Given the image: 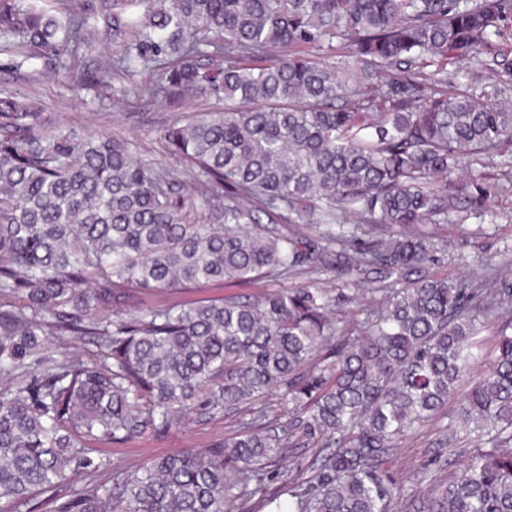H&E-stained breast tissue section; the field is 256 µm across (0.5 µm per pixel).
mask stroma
I'll return each instance as SVG.
<instances>
[{
	"instance_id": "stroma-1",
	"label": "stroma",
	"mask_w": 512,
	"mask_h": 512,
	"mask_svg": "<svg viewBox=\"0 0 512 512\" xmlns=\"http://www.w3.org/2000/svg\"><path fill=\"white\" fill-rule=\"evenodd\" d=\"M1 89L35 97L53 121L71 125L79 132L109 129L135 142L142 158L164 165L176 177L187 181L194 178V171L168 153L162 134L189 113L217 105L214 98L197 96L173 107L160 97L120 92L101 105L88 97L76 98L61 77L48 74L39 81H29L24 72L11 67L8 56L3 54H0ZM438 235L440 241L435 244L426 269L440 278L455 280L467 276L477 265L512 259V196L505 199L494 196L486 201L482 211L456 214L453 223L440 225ZM470 385V380H463L447 407L435 419L405 435L398 448L385 459L384 470L404 482L410 491L409 497L397 504L396 512H416V497L431 492L437 481L452 476L459 462L465 459V450L446 456L439 454L433 443L448 424L456 422ZM248 419L245 412L219 415L206 421L193 417L165 437L146 433L109 448L108 454L115 464L132 472L152 459L182 448L208 451L214 441L236 436ZM317 454L314 448L287 449L284 461L272 466L265 480L267 488L278 487L293 474L300 481L311 480L315 475L311 464Z\"/></svg>"
}]
</instances>
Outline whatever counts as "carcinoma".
Returning a JSON list of instances; mask_svg holds the SVG:
<instances>
[{
    "mask_svg": "<svg viewBox=\"0 0 512 512\" xmlns=\"http://www.w3.org/2000/svg\"><path fill=\"white\" fill-rule=\"evenodd\" d=\"M101 22L121 53L88 68L77 52ZM323 42L330 63L314 53ZM511 47L512 0H0V52L32 81L41 61L100 104L116 81L174 106L237 103L164 130L199 173L181 182L109 131L81 134L0 90V512H238L256 495L275 512H394L407 488L384 458L446 405L486 321L512 307V260L458 282L424 271L429 226L512 192L450 180L512 153V111L447 79L481 55L495 90L512 80ZM145 70L149 84L135 80ZM219 192L224 207L197 219ZM303 267L399 289L366 310L356 341L336 336V296L319 286L135 302ZM495 336L460 427L436 442L480 446L427 512H512V320ZM274 390L295 414L281 432L254 412L208 452L135 472L99 453ZM286 448L322 449L304 488L249 491L227 468L262 475Z\"/></svg>",
    "mask_w": 512,
    "mask_h": 512,
    "instance_id": "carcinoma-1",
    "label": "carcinoma"
}]
</instances>
